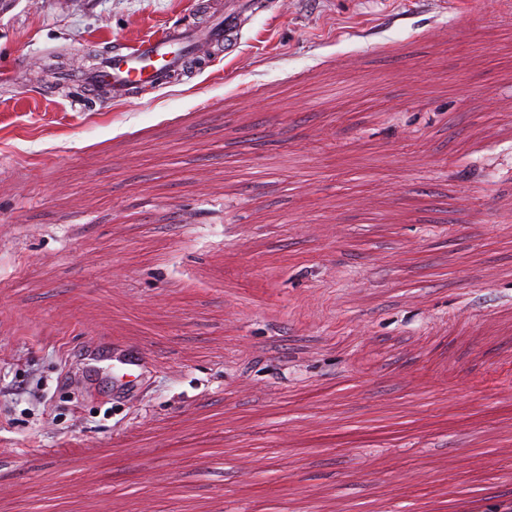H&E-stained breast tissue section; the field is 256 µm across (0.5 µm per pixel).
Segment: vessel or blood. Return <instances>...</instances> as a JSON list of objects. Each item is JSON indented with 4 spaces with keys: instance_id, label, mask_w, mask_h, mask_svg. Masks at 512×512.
<instances>
[{
    "instance_id": "obj_1",
    "label": "vessel or blood",
    "mask_w": 512,
    "mask_h": 512,
    "mask_svg": "<svg viewBox=\"0 0 512 512\" xmlns=\"http://www.w3.org/2000/svg\"><path fill=\"white\" fill-rule=\"evenodd\" d=\"M241 26L238 12L229 10L197 29L165 27L130 41L123 51L102 56L98 67L87 74L86 82L106 100L149 93L177 79L189 67L198 48L230 40Z\"/></svg>"
}]
</instances>
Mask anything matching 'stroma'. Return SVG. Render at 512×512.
I'll use <instances>...</instances> for the list:
<instances>
[{"label":"stroma","mask_w":512,"mask_h":512,"mask_svg":"<svg viewBox=\"0 0 512 512\" xmlns=\"http://www.w3.org/2000/svg\"><path fill=\"white\" fill-rule=\"evenodd\" d=\"M263 4L105 107L199 0H0V512L512 494V0ZM242 21L235 10L222 11L203 27L166 26L104 55L87 74V84L105 100H124L168 85L192 63L198 47L217 45L237 36ZM124 50V51H122Z\"/></svg>","instance_id":"obj_1"}]
</instances>
